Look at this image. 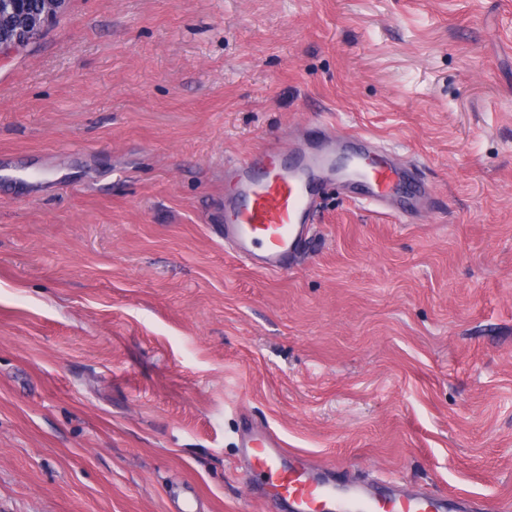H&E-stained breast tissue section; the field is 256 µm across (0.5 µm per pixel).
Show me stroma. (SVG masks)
<instances>
[{
    "mask_svg": "<svg viewBox=\"0 0 512 512\" xmlns=\"http://www.w3.org/2000/svg\"><path fill=\"white\" fill-rule=\"evenodd\" d=\"M321 113L431 212L329 190L255 272L224 170ZM248 419L340 486L512 503V0H68L0 56V512H273Z\"/></svg>",
    "mask_w": 512,
    "mask_h": 512,
    "instance_id": "35a3bbf8",
    "label": "stroma"
}]
</instances>
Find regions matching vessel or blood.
Here are the masks:
<instances>
[{"label":"vessel or blood","instance_id":"1","mask_svg":"<svg viewBox=\"0 0 512 512\" xmlns=\"http://www.w3.org/2000/svg\"><path fill=\"white\" fill-rule=\"evenodd\" d=\"M364 134L345 142L351 173L359 179L352 199L376 204L399 191L409 176L389 160L369 165L361 150ZM336 155L325 150L305 151L287 136L264 140L234 164L233 192L224 198V239L236 256L252 268L279 274L294 265L313 228L318 201L334 178ZM247 458L255 460L277 490L281 505L291 512H467V500L455 496L438 500L405 495L391 488L368 493L356 488L338 491L335 484L315 478L298 454L284 448L274 434L261 441H244Z\"/></svg>","mask_w":512,"mask_h":512}]
</instances>
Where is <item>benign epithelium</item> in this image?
I'll return each instance as SVG.
<instances>
[{
    "instance_id": "1",
    "label": "benign epithelium",
    "mask_w": 512,
    "mask_h": 512,
    "mask_svg": "<svg viewBox=\"0 0 512 512\" xmlns=\"http://www.w3.org/2000/svg\"><path fill=\"white\" fill-rule=\"evenodd\" d=\"M0 0V55L28 44L61 12L67 0Z\"/></svg>"
}]
</instances>
